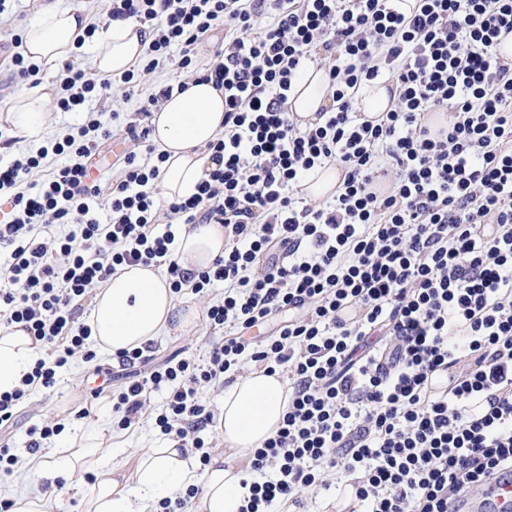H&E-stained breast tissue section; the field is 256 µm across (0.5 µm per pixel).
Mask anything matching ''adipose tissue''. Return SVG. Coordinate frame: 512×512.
<instances>
[{
	"label": "adipose tissue",
	"mask_w": 512,
	"mask_h": 512,
	"mask_svg": "<svg viewBox=\"0 0 512 512\" xmlns=\"http://www.w3.org/2000/svg\"><path fill=\"white\" fill-rule=\"evenodd\" d=\"M89 24L81 10L48 7L31 20L23 33L26 58L54 70L70 59L75 42ZM151 34L132 19L114 20L97 29L90 49L97 76H121L139 59ZM51 82L21 89L4 120L12 136L39 142L50 119L54 100ZM329 102L325 71H300L289 98L290 111L312 122ZM152 141L168 158L160 166L157 185L163 200L189 197L210 165L207 146L224 132V93L209 83H189L182 93L160 104L150 119ZM176 252L195 270L208 269L224 253V228L219 224L186 227ZM194 313L183 312L167 277L155 267H120L103 287L94 289L87 324L99 349L109 355L143 347L157 336L191 333ZM36 348L21 327L0 331V392L13 390L33 365ZM288 410V383L281 374L252 370L225 385L218 407L216 430L224 449L215 453L204 471L174 442L140 451L133 482L114 478L111 470L97 473L94 484L79 490L83 512H156L157 503L177 489L195 485L199 494L194 512H239L247 488L234 459L251 458L275 436Z\"/></svg>",
	"instance_id": "ef3b65f1"
}]
</instances>
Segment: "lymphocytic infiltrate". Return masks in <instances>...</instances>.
Returning <instances> with one entry per match:
<instances>
[{
    "mask_svg": "<svg viewBox=\"0 0 512 512\" xmlns=\"http://www.w3.org/2000/svg\"><path fill=\"white\" fill-rule=\"evenodd\" d=\"M112 0L111 19L146 25L151 40L116 80L133 94L166 62L224 93V133L209 143L197 191L156 222L167 152L151 113L186 82L156 88L125 130L133 148L101 189L91 160L110 139L103 111L115 80L64 61L55 106L80 126L0 162V305L51 352L10 392L0 427L33 388H52L75 354L93 360L80 322L89 293L121 266L165 267L173 291L223 284L208 307L218 333L206 357L152 364L121 351L131 376L118 426L137 424L151 390L166 397L161 435L205 453L216 412L199 389L233 381L242 362L288 380V411L256 449L240 512L298 506L317 486L350 490L359 512H459L512 470V0ZM208 60L196 49L216 28ZM323 60L331 103L303 126L288 99L306 63ZM388 83L376 118L358 91ZM448 114L446 126L428 118ZM345 169L336 195L311 205L315 169ZM110 196L107 222L94 209ZM189 224L224 227V254L184 268L175 241ZM283 315L268 339L243 330Z\"/></svg>",
    "mask_w": 512,
    "mask_h": 512,
    "instance_id": "1",
    "label": "lymphocytic infiltrate"
}]
</instances>
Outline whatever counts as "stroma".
I'll return each instance as SVG.
<instances>
[{
  "label": "stroma",
  "instance_id": "1",
  "mask_svg": "<svg viewBox=\"0 0 512 512\" xmlns=\"http://www.w3.org/2000/svg\"><path fill=\"white\" fill-rule=\"evenodd\" d=\"M60 8L80 7V0H8L6 10L0 14V46H10L11 34L22 29L45 6ZM185 72L175 64H167L143 77L137 92L125 97L120 86H113L105 104L106 112L134 113L155 87L164 83L184 80ZM213 335L205 317H198L194 332L178 333L158 337L154 341V360L161 363L176 353L197 357L203 356ZM124 378L119 372L118 359L107 354H98L94 360L74 356L68 369L62 374L57 386L51 390L34 389L29 400L18 413L16 424L0 433V440L8 442L18 464L12 473L0 474V498L10 499L20 494L38 495L59 501L58 512H82L77 486L93 483L94 471L75 474L72 481L44 477L43 471L52 464L54 458L67 449L65 436L55 437L49 448L40 454H28L25 444L28 430L45 422H60L67 434L83 437L85 442H93L97 432H104L112 440L109 452L98 454L97 461L102 467H115L132 472L141 449L153 446L159 437L153 426L152 415L162 403V393L150 391L146 394L147 416L140 423L122 430L117 426V415L112 411V397L118 394ZM106 385L105 393L94 402L87 404L86 394L95 386ZM89 408L86 417H79L82 408Z\"/></svg>",
  "mask_w": 512,
  "mask_h": 512
}]
</instances>
